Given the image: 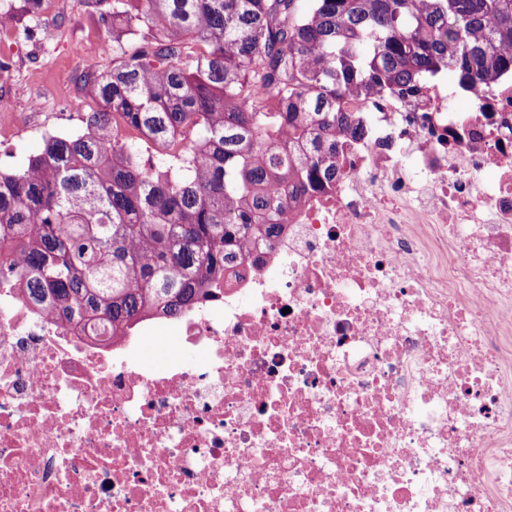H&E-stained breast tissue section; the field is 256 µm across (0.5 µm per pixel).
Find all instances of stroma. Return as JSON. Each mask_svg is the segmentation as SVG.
Segmentation results:
<instances>
[{"label": "stroma", "mask_w": 512, "mask_h": 512, "mask_svg": "<svg viewBox=\"0 0 512 512\" xmlns=\"http://www.w3.org/2000/svg\"><path fill=\"white\" fill-rule=\"evenodd\" d=\"M95 0H53L42 8L47 30L29 32V19L17 25L18 39L0 51L8 64L0 71V168L17 170L40 153L46 137L76 134L85 126V113L69 110L80 75L89 69L112 67L111 42L87 53L88 36L98 34ZM43 110H29L32 98Z\"/></svg>", "instance_id": "obj_1"}]
</instances>
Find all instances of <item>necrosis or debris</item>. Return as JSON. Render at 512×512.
Instances as JSON below:
<instances>
[{"label":"necrosis or debris","instance_id":"necrosis-or-debris-1","mask_svg":"<svg viewBox=\"0 0 512 512\" xmlns=\"http://www.w3.org/2000/svg\"><path fill=\"white\" fill-rule=\"evenodd\" d=\"M343 109L153 366L0 277V512H512V69Z\"/></svg>","mask_w":512,"mask_h":512}]
</instances>
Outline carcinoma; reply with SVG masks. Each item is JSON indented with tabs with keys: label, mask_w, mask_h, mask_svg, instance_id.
<instances>
[{
	"label": "carcinoma",
	"mask_w": 512,
	"mask_h": 512,
	"mask_svg": "<svg viewBox=\"0 0 512 512\" xmlns=\"http://www.w3.org/2000/svg\"><path fill=\"white\" fill-rule=\"evenodd\" d=\"M97 2L112 70L81 77L84 131L0 171V265L60 320L114 332L206 297L282 224L278 185L336 175V136L364 131L345 96L512 68V0Z\"/></svg>",
	"instance_id": "obj_1"
}]
</instances>
